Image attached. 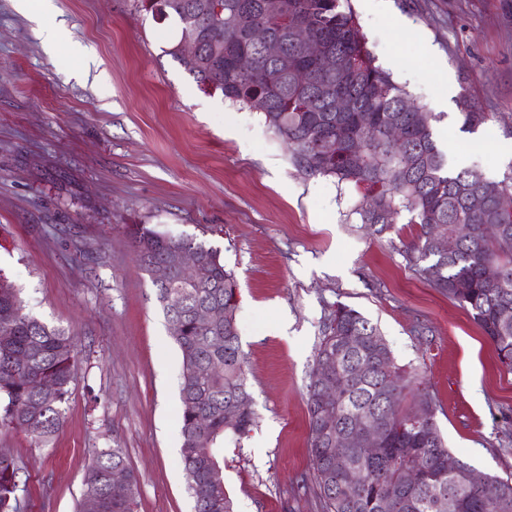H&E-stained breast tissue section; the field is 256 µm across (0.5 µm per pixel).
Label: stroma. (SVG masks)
I'll return each mask as SVG.
<instances>
[{"mask_svg":"<svg viewBox=\"0 0 512 512\" xmlns=\"http://www.w3.org/2000/svg\"><path fill=\"white\" fill-rule=\"evenodd\" d=\"M36 26L0 0V275L75 345L49 446L0 423L23 512H75L98 448L124 449L137 512H194L181 464V353L126 233L147 224L217 248L234 271L256 422L220 460L234 512H321L310 478L308 375L330 306L377 324L416 370L452 455L512 475V373L469 312L406 266L416 225L362 224L361 197L306 176L261 113L202 89L166 50L172 20L132 0H54ZM366 46L432 112L451 167L512 174V0H351ZM492 118L468 132L459 101ZM485 146L469 150L471 142ZM433 330L413 333L415 321Z\"/></svg>","mask_w":512,"mask_h":512,"instance_id":"35a3bbf8","label":"stroma"}]
</instances>
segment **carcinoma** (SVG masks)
Here are the masks:
<instances>
[{
    "instance_id": "obj_1",
    "label": "carcinoma",
    "mask_w": 512,
    "mask_h": 512,
    "mask_svg": "<svg viewBox=\"0 0 512 512\" xmlns=\"http://www.w3.org/2000/svg\"><path fill=\"white\" fill-rule=\"evenodd\" d=\"M138 12L194 33L198 63L189 69L205 89L260 112L268 127L291 151V163L306 176H328L339 185L363 191L355 213L361 223L388 226L403 212L418 225L414 241L402 255L407 266L432 288L465 308L496 348L502 367L512 372V176L489 180L475 168L454 169L433 139L432 113L410 102L408 92L376 64L366 48L349 0H133ZM303 19L300 32L294 17ZM264 29L280 43L270 57L253 37ZM318 39L338 65L325 67L310 56L304 42ZM314 74L306 85L295 72ZM349 103L345 112L336 103ZM463 127L473 131L492 114L460 103ZM485 224L503 234L488 239ZM139 265L148 273L165 261L169 243L146 224L127 225ZM455 239L442 250L434 236ZM180 244L202 258L195 279L173 273L153 280L164 317L168 298L181 305L182 332L174 337L180 350L181 463L196 512H233L220 450L224 440L236 443L255 421L249 407L238 329L200 327L199 307L236 312L235 275L220 251L192 238ZM499 271L490 280L487 269ZM0 422L26 429L41 444L59 430L74 375L70 337L24 311L18 290L0 276ZM368 366L361 374L359 364ZM342 388L334 409L336 421L321 422L318 386L323 365ZM312 489L322 512H436L434 497L443 492L456 502L453 512H512V476H490L474 484L473 468L457 461L448 473L450 454L435 420V402L418 374L396 363L377 325L353 307L338 302L324 319L306 386ZM239 411L233 425L224 409ZM424 417H414L416 409ZM378 423L385 438L377 448L364 428ZM344 455L352 474L336 471L333 459ZM127 469L129 494L110 495L102 474ZM423 470L418 485L404 480L408 469ZM20 467L0 456V512H21L17 491ZM139 476L121 448H99L87 466L78 512L86 500L99 502L98 512H135Z\"/></svg>"
}]
</instances>
